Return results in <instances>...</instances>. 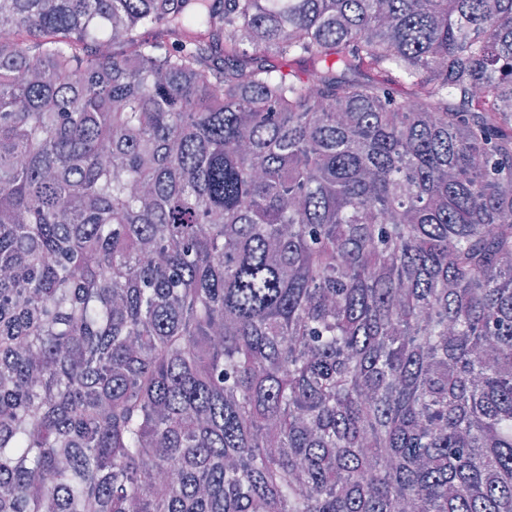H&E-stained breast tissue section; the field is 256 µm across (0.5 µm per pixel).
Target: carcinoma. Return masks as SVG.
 Masks as SVG:
<instances>
[{
	"mask_svg": "<svg viewBox=\"0 0 512 512\" xmlns=\"http://www.w3.org/2000/svg\"><path fill=\"white\" fill-rule=\"evenodd\" d=\"M0 30V512H512V0Z\"/></svg>",
	"mask_w": 512,
	"mask_h": 512,
	"instance_id": "1",
	"label": "carcinoma"
}]
</instances>
